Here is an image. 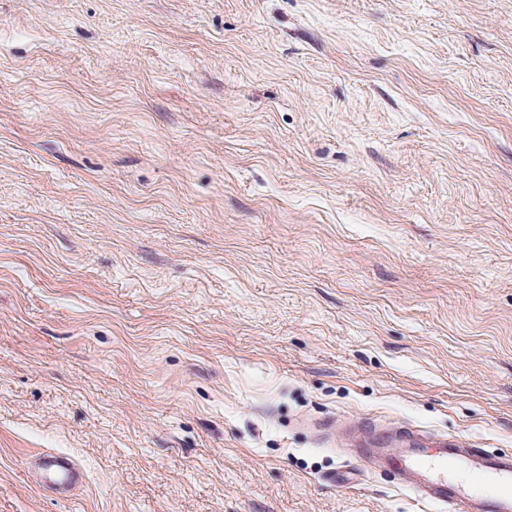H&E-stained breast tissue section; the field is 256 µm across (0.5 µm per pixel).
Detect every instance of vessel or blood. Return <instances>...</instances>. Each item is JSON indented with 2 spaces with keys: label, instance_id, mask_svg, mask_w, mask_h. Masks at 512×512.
I'll return each mask as SVG.
<instances>
[{
  "label": "vessel or blood",
  "instance_id": "vessel-or-blood-1",
  "mask_svg": "<svg viewBox=\"0 0 512 512\" xmlns=\"http://www.w3.org/2000/svg\"><path fill=\"white\" fill-rule=\"evenodd\" d=\"M396 435L400 448L391 463L426 498L462 506L465 512H512V457L489 455L460 439L431 437L406 426ZM31 468L41 486L63 497L72 496L85 480L82 464L65 453L40 455Z\"/></svg>",
  "mask_w": 512,
  "mask_h": 512
}]
</instances>
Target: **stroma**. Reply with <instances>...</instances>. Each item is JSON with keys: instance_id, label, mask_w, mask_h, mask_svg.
Masks as SVG:
<instances>
[{"instance_id": "obj_1", "label": "stroma", "mask_w": 512, "mask_h": 512, "mask_svg": "<svg viewBox=\"0 0 512 512\" xmlns=\"http://www.w3.org/2000/svg\"><path fill=\"white\" fill-rule=\"evenodd\" d=\"M371 424L512 455V0H0V512H453ZM39 484L54 490L62 497H70L85 480L82 464L72 455L55 452L37 457L30 465Z\"/></svg>"}]
</instances>
